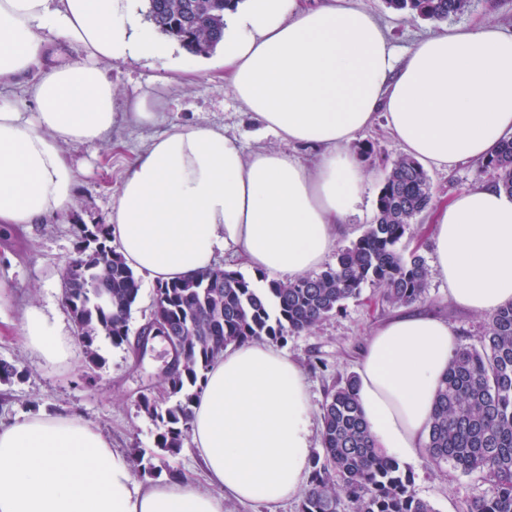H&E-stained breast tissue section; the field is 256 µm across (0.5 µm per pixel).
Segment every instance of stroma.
<instances>
[{"mask_svg":"<svg viewBox=\"0 0 512 512\" xmlns=\"http://www.w3.org/2000/svg\"><path fill=\"white\" fill-rule=\"evenodd\" d=\"M388 28L397 55H405L420 38L434 32L435 22L411 19L388 8L385 0H362ZM184 66L175 74V66ZM112 81L125 94L143 91L154 97L167 93L166 82L181 76L184 86L170 105L169 118L178 123L219 125L239 139L244 152L258 146L280 147L272 135L258 137L255 126L242 116L241 108L224 81V70L197 65L190 53H174L172 58H131L109 65ZM158 128L128 127L114 133L109 143L71 146L67 152L80 169L77 197L71 212L45 224H30L0 237V253L11 252L15 261L0 265V360L16 364L20 370L11 382H0V419L39 412H64L95 423L121 450L139 449L153 463L167 462L183 477L205 484L192 442H185L178 455L161 457L156 446L155 422L140 411L141 395L162 396V373L169 360L168 345H150L141 360L129 357L124 346L102 340L100 368L87 369L76 327L63 298L62 271L77 255L76 227L107 223L124 173L133 158ZM368 181L363 200L345 230L337 237L344 247L359 237L375 214L377 193L383 178L380 162L365 165ZM433 201H448L453 195L482 185L476 161H462L447 169L427 168ZM29 304L42 307L57 317L72 338L71 356L65 363L50 366L24 345L18 330L21 309ZM416 310L444 317L453 327L459 343L475 341L487 318L471 313L448 299V284L431 274L425 301ZM393 309L381 304L378 291L365 287L360 298L346 302L344 309L311 330L289 336L277 348L302 368L313 409H320L325 390L337 379L355 373L366 340L374 328L389 320ZM419 497L430 501L437 512H460V503L470 496L490 493L491 486L478 474L440 472L426 457L406 462Z\"/></svg>","mask_w":512,"mask_h":512,"instance_id":"obj_1","label":"stroma"}]
</instances>
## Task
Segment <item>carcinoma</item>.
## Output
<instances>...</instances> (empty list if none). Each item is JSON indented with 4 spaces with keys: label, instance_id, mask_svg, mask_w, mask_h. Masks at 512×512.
Instances as JSON below:
<instances>
[{
    "label": "carcinoma",
    "instance_id": "obj_1",
    "mask_svg": "<svg viewBox=\"0 0 512 512\" xmlns=\"http://www.w3.org/2000/svg\"><path fill=\"white\" fill-rule=\"evenodd\" d=\"M229 0H148L147 19L189 52L208 55L224 37ZM411 18L444 20L467 13L472 0H385ZM491 183L512 195V139L479 162ZM432 206L423 167L400 155L385 166L371 224L336 253L335 262L294 280L263 273L249 278L237 269L213 267L195 277L159 284L150 330L170 340L177 358L165 376L166 399L142 395L141 411L158 427L156 447L174 456L191 432L192 404L213 361L233 345L255 339L283 341L308 331L360 297L364 287L380 290L392 308L424 299L429 279L425 258L402 246L417 218ZM78 257L67 263L75 288L64 291L87 368L100 366L97 344L131 345L129 318L140 278L110 245L108 226L78 227ZM104 300H99V294ZM323 457L312 465L298 512H436L419 497L410 472L380 452L357 397L356 376L328 389L322 404ZM427 460L463 474L477 473L490 495L467 498V512H512V304L489 316L484 333L458 347L448 362L434 402L424 445Z\"/></svg>",
    "mask_w": 512,
    "mask_h": 512
}]
</instances>
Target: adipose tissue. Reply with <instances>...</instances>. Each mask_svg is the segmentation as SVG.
<instances>
[{"instance_id":"ef3b65f1","label":"adipose tissue","mask_w":512,"mask_h":512,"mask_svg":"<svg viewBox=\"0 0 512 512\" xmlns=\"http://www.w3.org/2000/svg\"><path fill=\"white\" fill-rule=\"evenodd\" d=\"M135 0H0V226L40 224L75 203L79 169L64 148L94 147L124 127H162L129 165L109 240L154 283L213 268L218 256L295 279L319 266L362 199L351 144L384 114L405 153L452 166L512 137V33L448 26L397 58L361 0H239L224 12L220 62L260 132L305 149L244 153L224 127L175 123L166 97L121 94L104 66L166 58ZM22 88L34 106L9 100ZM436 272L476 313L512 302V196L488 183L433 214ZM27 347L57 365L70 338L25 308ZM457 337L433 314L374 331L357 368L365 421L385 454L422 453ZM191 437L207 477L140 481L127 455L73 414L0 420V512H224L231 497L289 500L311 467L312 417L299 365L262 340L226 348L195 400Z\"/></svg>"}]
</instances>
